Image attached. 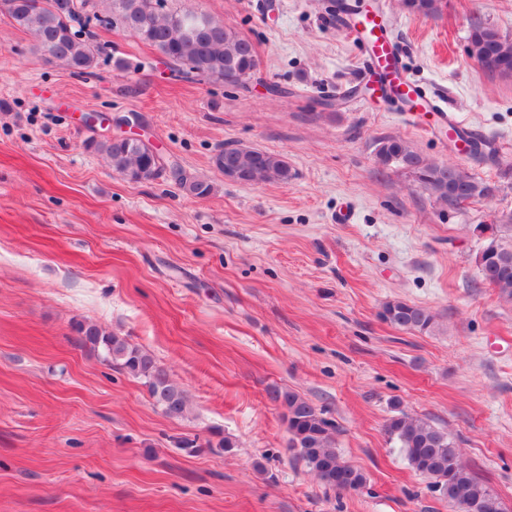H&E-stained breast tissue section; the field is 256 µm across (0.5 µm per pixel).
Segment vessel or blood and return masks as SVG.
<instances>
[{"mask_svg":"<svg viewBox=\"0 0 512 512\" xmlns=\"http://www.w3.org/2000/svg\"><path fill=\"white\" fill-rule=\"evenodd\" d=\"M337 18L361 51L358 63L363 79L373 81L381 94L412 100L415 111L431 113L435 127L464 130V123L438 95L407 76L384 15L358 11L356 0H346Z\"/></svg>","mask_w":512,"mask_h":512,"instance_id":"obj_1","label":"vessel or blood"}]
</instances>
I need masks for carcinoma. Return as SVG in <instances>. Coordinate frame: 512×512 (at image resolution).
I'll use <instances>...</instances> for the list:
<instances>
[{
	"instance_id": "obj_1",
	"label": "carcinoma",
	"mask_w": 512,
	"mask_h": 512,
	"mask_svg": "<svg viewBox=\"0 0 512 512\" xmlns=\"http://www.w3.org/2000/svg\"><path fill=\"white\" fill-rule=\"evenodd\" d=\"M98 2L0 0V12L15 27L33 36L36 48L47 61L61 64L74 75L91 74L102 61H112L115 69H123V61L113 58L110 44L97 41L99 28L122 30L147 43L168 57L171 71L190 82L223 83L234 70L246 80L257 71L252 44L203 11L199 12L202 25L197 29L179 24L191 10L172 6L173 0H108L110 6L106 9L99 8ZM469 40L482 46L484 55L476 59L484 68L501 76H512V44L508 39L476 20L470 26ZM380 143L386 151L379 157V163L386 166L395 162L413 169L424 179L425 190L436 199L447 197L451 184L457 189L458 206L488 197L487 182L471 175L466 183L455 182L456 166L429 162L398 138H383ZM86 147L102 155L112 170L130 182L143 181L148 172L156 177L167 173L195 197L203 198L211 192L206 180L188 174L149 143L92 137ZM213 163L222 171L226 166L246 165L248 161L234 149L220 151ZM490 230L494 237L479 253V274L482 282L495 288L500 297L512 299V216ZM383 315L395 326L420 332L428 331L435 323L431 311L402 300L386 302ZM76 331L81 344L98 358L141 380L165 416L179 419L186 415L184 391L171 382L152 355L92 322L78 324ZM269 396L282 409L289 447L297 451L299 459L324 485L337 491L348 487L354 493L366 488L367 475L336 450V422L327 416L326 410L287 388L274 387ZM384 431L409 465L428 478L433 491L448 504L463 512H506L489 487L462 464L456 442L448 432L408 415L397 404L393 405V415L385 423Z\"/></svg>"
}]
</instances>
